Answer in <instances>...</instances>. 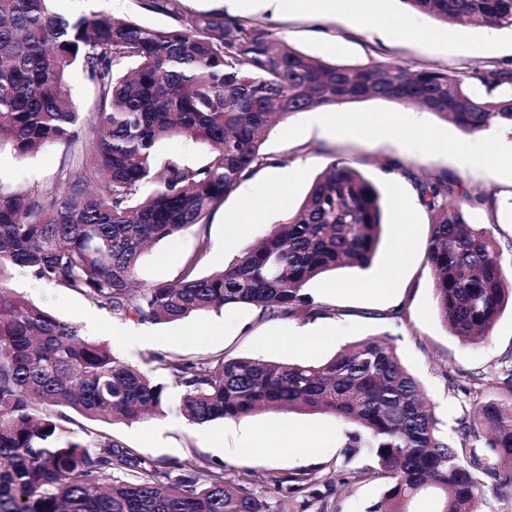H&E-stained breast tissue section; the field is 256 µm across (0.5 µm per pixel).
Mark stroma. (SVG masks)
Instances as JSON below:
<instances>
[{
	"instance_id": "1",
	"label": "stroma",
	"mask_w": 512,
	"mask_h": 512,
	"mask_svg": "<svg viewBox=\"0 0 512 512\" xmlns=\"http://www.w3.org/2000/svg\"><path fill=\"white\" fill-rule=\"evenodd\" d=\"M55 12L69 16L89 10L114 17H131L155 28L172 26L166 14L138 7L136 0H53ZM380 26L393 29L381 39L342 18L314 21L308 14L287 12L271 15L249 12L273 38L332 63L364 65L374 60H395L408 66L434 65L458 72L475 68H512V31L486 30L466 24H444L423 16L416 33H398L403 17L400 0H377ZM349 120L365 113L383 114L390 125L377 142L369 143L342 125L333 134L303 131L297 118L273 126L265 137L263 152L270 166L260 167L225 198L207 223L153 244L143 258L141 282L173 280L180 276L188 257L200 244L208 249L199 274L224 268L245 247L258 240L268 225L284 220L298 208L314 180L332 162L342 159L358 169L378 187L385 202L381 241L371 265L364 270L346 268L312 281L307 291L326 309L322 324L335 327L337 337L319 341L305 335L309 323L297 319L260 317L258 311L227 308L223 312L197 314L181 321L148 324L147 338L133 346L115 341L121 330L137 328V321L113 315L87 297L36 279L30 272L14 269L6 284L31 302L62 320L77 325L81 334L105 343L118 360L144 366L152 356H181L197 360L222 354L263 360L314 363L332 357L343 347L370 336H386L402 364L421 385L439 420L442 436L457 444L461 422L472 421L475 409L487 401L512 403V392L494 380L504 360H512V306H505L492 332L481 340L464 342L453 336L436 313L434 275L426 258L431 233V215L418 202L416 181L436 177L461 182L473 196L493 195L495 208L475 205L471 214L480 224H489L502 250L503 267L512 266V173L461 167L454 151L462 136L451 122L424 113L428 129L435 132L440 149L422 158L406 155L403 143L417 136L410 126L411 109L382 99H363L346 106ZM65 145L43 149L25 160L10 150H0V191L16 193L52 182L62 164ZM286 175L280 208L270 211L266 223L243 229L236 224L244 201L266 208L253 185L264 182L269 172ZM407 248L406 265L398 279L382 281L393 253ZM364 282L359 291L345 290V283ZM488 378L476 388L475 377ZM258 434L290 432L323 435L325 450L311 458H296L274 452L263 457L237 451L236 440L219 420L209 427L189 424L175 411L149 416L133 423L108 426V433L126 447L161 466L189 457L223 464L228 480L252 473L253 488L266 501L268 512H369L384 491V481L369 475L341 483L339 471L353 472L370 464L368 454L344 459V425L335 416L296 410H265L242 417ZM314 474L310 490L292 493L277 482L298 471Z\"/></svg>"
}]
</instances>
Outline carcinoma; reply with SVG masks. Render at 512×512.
Segmentation results:
<instances>
[{"label": "carcinoma", "mask_w": 512, "mask_h": 512, "mask_svg": "<svg viewBox=\"0 0 512 512\" xmlns=\"http://www.w3.org/2000/svg\"><path fill=\"white\" fill-rule=\"evenodd\" d=\"M50 2L0 0V150L25 159L49 145L69 148L54 181L0 193V512H265L250 473L231 483L224 465L203 473L185 459L173 475L107 432L70 428L74 413L108 424L162 414L171 386L182 391L179 412L196 426L270 409L335 416L349 426L345 454L367 449L372 471L386 480L370 512H411L423 493L439 499L437 512H480L489 498L512 492V405L479 408L490 453L473 445L475 425L461 424L459 443L449 444L418 381L378 337L317 364L158 356L162 381L4 284L24 268L118 317L154 323L229 307L272 318L322 315L307 285L367 268L383 225L378 188L343 160L223 270L197 274L204 245L176 279L143 283L137 270L151 244L207 223L267 164L261 149L274 124L377 98L435 114L466 135L512 126V69L465 77L390 61L332 63L246 18L184 21L179 0H139L178 21L166 28L95 11L66 17ZM401 2L446 24L512 30V0ZM73 65L96 90L89 118L67 93ZM170 137L195 140L215 156L158 168L156 143ZM150 182L156 189L144 197ZM417 189L434 217L427 260L438 316L463 341L486 336L512 299L500 244L470 216L466 187L428 178Z\"/></svg>", "instance_id": "carcinoma-1"}]
</instances>
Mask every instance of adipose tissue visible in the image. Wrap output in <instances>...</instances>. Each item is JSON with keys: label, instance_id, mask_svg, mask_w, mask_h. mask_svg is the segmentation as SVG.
<instances>
[{"label": "adipose tissue", "instance_id": "1", "mask_svg": "<svg viewBox=\"0 0 512 512\" xmlns=\"http://www.w3.org/2000/svg\"><path fill=\"white\" fill-rule=\"evenodd\" d=\"M225 4L235 10L261 9L272 14L299 11L319 18L345 17L357 24L376 19V0H225ZM238 448L258 456L265 455L272 449L285 455L297 450L311 455L319 450L318 444L307 436L264 438L246 427L238 431Z\"/></svg>", "mask_w": 512, "mask_h": 512}]
</instances>
